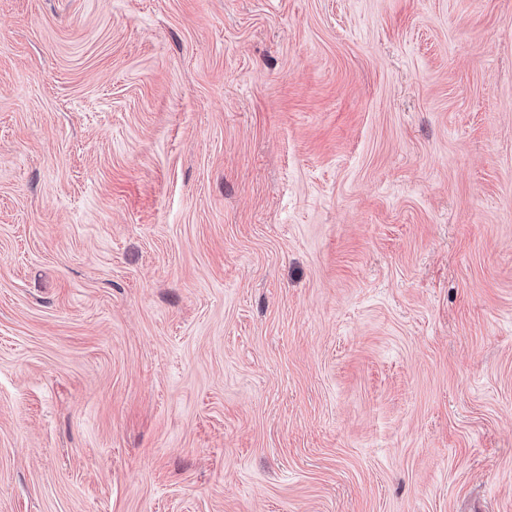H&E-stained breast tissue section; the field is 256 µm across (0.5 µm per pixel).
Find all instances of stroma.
Instances as JSON below:
<instances>
[{
  "mask_svg": "<svg viewBox=\"0 0 512 512\" xmlns=\"http://www.w3.org/2000/svg\"><path fill=\"white\" fill-rule=\"evenodd\" d=\"M0 512H512V0H0Z\"/></svg>",
  "mask_w": 512,
  "mask_h": 512,
  "instance_id": "35a3bbf8",
  "label": "stroma"
}]
</instances>
